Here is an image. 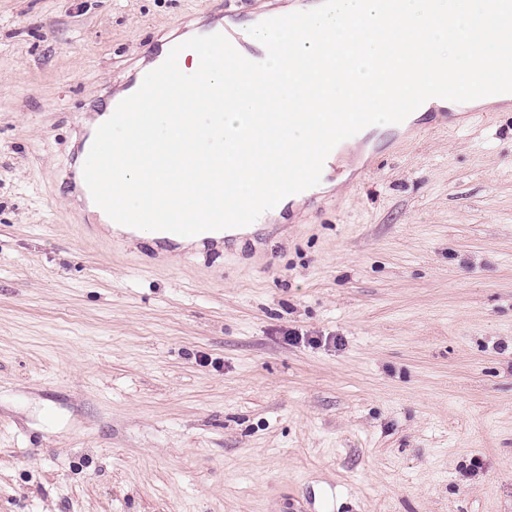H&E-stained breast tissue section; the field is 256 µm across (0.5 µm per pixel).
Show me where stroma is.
I'll return each mask as SVG.
<instances>
[{
	"mask_svg": "<svg viewBox=\"0 0 512 512\" xmlns=\"http://www.w3.org/2000/svg\"><path fill=\"white\" fill-rule=\"evenodd\" d=\"M224 2L0 0V512H512V105L213 257L76 206L102 85Z\"/></svg>",
	"mask_w": 512,
	"mask_h": 512,
	"instance_id": "obj_1",
	"label": "stroma"
}]
</instances>
